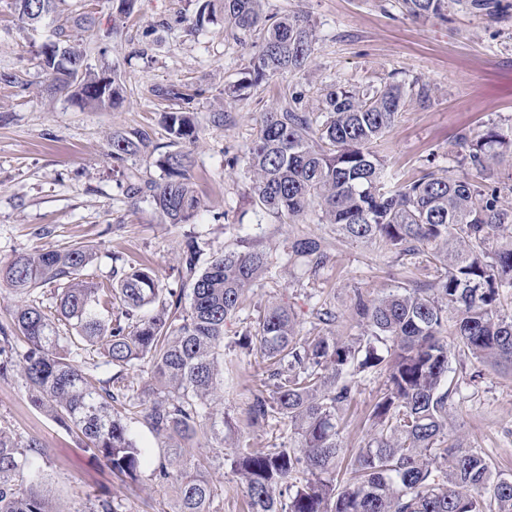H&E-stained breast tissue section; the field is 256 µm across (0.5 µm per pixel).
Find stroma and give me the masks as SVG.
<instances>
[{"instance_id":"stroma-1","label":"stroma","mask_w":512,"mask_h":512,"mask_svg":"<svg viewBox=\"0 0 512 512\" xmlns=\"http://www.w3.org/2000/svg\"><path fill=\"white\" fill-rule=\"evenodd\" d=\"M495 2L497 12L457 7L444 21L414 19L397 0H265L266 12L301 11L311 17L315 52L303 70L275 76L249 98L234 101L224 88L248 69L253 39L227 26L195 27L197 0H137L117 24L114 0H59L58 16L78 6L91 14L99 39L87 44L86 62L96 71H115L122 84L123 103L101 110L75 104L69 91L57 89L38 66L35 56L52 37L53 20L35 31L24 29L10 0H0V76L10 73L24 82L17 88L0 80V266L24 251L79 242L96 252L87 270L90 281L143 263L163 287L177 289L187 230H195L204 257L258 241L276 263L288 238L306 235L323 240L329 263L314 278L295 277L276 266L255 281L245 293L239 320L224 329L226 342H233L266 305L280 300L291 306L302 335L324 332L317 312L326 308L336 316V332L359 336L351 314L356 292L377 297L420 285L433 279L434 270L381 254L312 220L255 224L244 156L257 136L260 114L286 94L298 96L303 111H317L330 84L426 82L435 89L431 100L407 96L400 119L385 136L387 176L407 181L430 167L457 168L462 130L476 135L512 128V0ZM170 83L204 90L192 103L199 142L190 150L204 207L188 226L164 223L149 198L133 192L131 173L160 181L151 160L138 156L120 163L109 155L116 132L139 130L154 146L169 144L162 114L171 104L154 89ZM220 113L224 121L215 122ZM232 157L238 163L231 167ZM450 367L458 388L449 402L454 428L465 445L494 459L512 478V374L492 371L456 347ZM260 379L257 362L240 361L224 390L223 408L240 429L242 443L265 450L287 441L288 426H247L248 397ZM384 381L373 370L356 378L354 400L341 421L347 456L371 438L368 415ZM0 429L19 443L34 441L43 448L38 459L42 489L54 512H90L105 493L118 512H173L176 482L158 483L148 468L133 482L115 476L85 441L32 405L16 372L0 377ZM189 453L211 462L215 512H247L239 480L223 464L224 449L202 438Z\"/></svg>"}]
</instances>
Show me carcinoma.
Returning a JSON list of instances; mask_svg holds the SVG:
<instances>
[{
    "instance_id": "carcinoma-1",
    "label": "carcinoma",
    "mask_w": 512,
    "mask_h": 512,
    "mask_svg": "<svg viewBox=\"0 0 512 512\" xmlns=\"http://www.w3.org/2000/svg\"><path fill=\"white\" fill-rule=\"evenodd\" d=\"M21 23L36 27L57 0H12ZM461 0H398L415 19L448 18ZM250 33L256 51L244 76L224 88L238 99L270 78L300 71L315 50V24L294 12L269 15L263 0H206L195 26L215 19ZM95 33L84 13L70 12L55 37L38 51L39 65L54 84L73 89L81 106L117 107V79L94 73L73 38ZM178 109L164 119L173 144H194L199 129L187 105L203 94L181 84L155 89ZM399 84L358 90L332 85L319 112H302L298 99L262 113L260 132L246 162L257 223L273 217L298 224L312 213L343 237L374 244L399 258L423 256L434 280L380 297L356 293L352 314L361 338L329 330L300 335L292 309L270 303L235 336L242 355L262 365V383L251 393L252 426L288 422V442L267 451L247 448L237 433L224 434L221 410L210 405L224 393V327L239 317L242 296L271 272L270 252L259 244L226 250L200 263L202 249L190 238L183 251L185 287L161 286L145 264L131 265L117 281L86 280L92 248L73 243L20 253L0 268V282L20 295L58 284L56 312L67 331L41 306L24 304L14 316L15 336L0 332V375L12 367L30 390L32 404L62 428L87 441L113 472L135 481L152 462L131 429L137 417L161 443L152 470L160 483L178 484L175 512H212L216 487L205 458L189 460L186 444L202 435L230 449L224 465L239 477L247 512H512V480L492 461L466 449L451 435L447 386L451 349L448 322L462 351L482 365L512 374V129L460 135L458 174L429 170L391 183L379 146L406 102ZM112 158L135 157L146 147L140 131L112 133ZM160 182L148 186L156 211L169 224L189 222L201 207L190 182V152L158 153ZM286 264L315 273L328 253L315 238L288 240ZM120 303L125 321H112ZM26 344L19 352L14 338ZM92 351L117 372L99 388L88 383L89 367L78 353ZM147 363L148 400L127 402L124 371ZM378 369L386 376L371 413L373 438L358 449L350 476L336 481L343 448L340 409L353 397L356 375ZM36 442L24 446L0 431V512H51L24 482L38 478Z\"/></svg>"
}]
</instances>
